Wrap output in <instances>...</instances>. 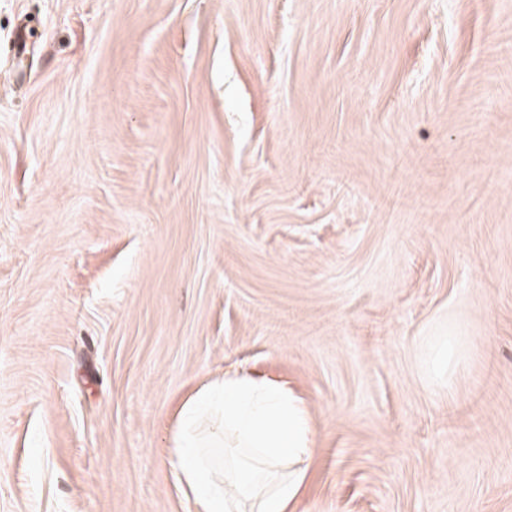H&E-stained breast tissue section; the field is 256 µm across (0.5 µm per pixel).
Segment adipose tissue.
Masks as SVG:
<instances>
[{"label":"adipose tissue","instance_id":"adipose-tissue-1","mask_svg":"<svg viewBox=\"0 0 512 512\" xmlns=\"http://www.w3.org/2000/svg\"><path fill=\"white\" fill-rule=\"evenodd\" d=\"M169 443L192 512H296L315 432L292 391L241 371L193 390Z\"/></svg>","mask_w":512,"mask_h":512}]
</instances>
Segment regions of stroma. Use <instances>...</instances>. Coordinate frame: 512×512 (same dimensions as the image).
<instances>
[{"label":"stroma","instance_id":"1","mask_svg":"<svg viewBox=\"0 0 512 512\" xmlns=\"http://www.w3.org/2000/svg\"><path fill=\"white\" fill-rule=\"evenodd\" d=\"M236 369L301 512H512V0H0V512H188ZM175 415L168 462L191 512H296L315 432L291 390L225 373L193 390ZM219 448L224 461L215 466L208 452Z\"/></svg>","mask_w":512,"mask_h":512}]
</instances>
